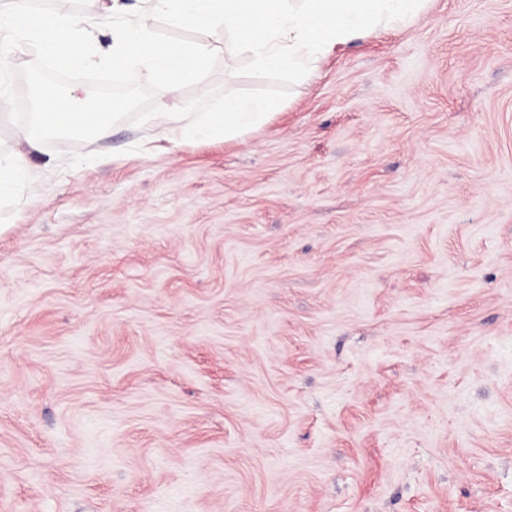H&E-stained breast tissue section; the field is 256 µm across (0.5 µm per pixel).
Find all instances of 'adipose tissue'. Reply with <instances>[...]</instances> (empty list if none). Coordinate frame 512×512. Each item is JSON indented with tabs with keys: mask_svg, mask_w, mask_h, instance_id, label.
<instances>
[{
	"mask_svg": "<svg viewBox=\"0 0 512 512\" xmlns=\"http://www.w3.org/2000/svg\"><path fill=\"white\" fill-rule=\"evenodd\" d=\"M38 112L32 113L27 124L18 131L20 152L0 155V197L12 196L18 182L27 176L25 154L41 150L47 137L59 131H78L92 128L101 138L107 137L111 130L114 104L106 99L90 97L73 90L60 93L50 87H40L38 92Z\"/></svg>",
	"mask_w": 512,
	"mask_h": 512,
	"instance_id": "adipose-tissue-1",
	"label": "adipose tissue"
}]
</instances>
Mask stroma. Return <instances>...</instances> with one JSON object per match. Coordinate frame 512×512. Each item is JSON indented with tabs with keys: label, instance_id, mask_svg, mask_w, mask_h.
Instances as JSON below:
<instances>
[{
	"label": "stroma",
	"instance_id": "stroma-1",
	"mask_svg": "<svg viewBox=\"0 0 512 512\" xmlns=\"http://www.w3.org/2000/svg\"><path fill=\"white\" fill-rule=\"evenodd\" d=\"M26 165L0 512H512V0L335 47L243 138Z\"/></svg>",
	"mask_w": 512,
	"mask_h": 512
}]
</instances>
